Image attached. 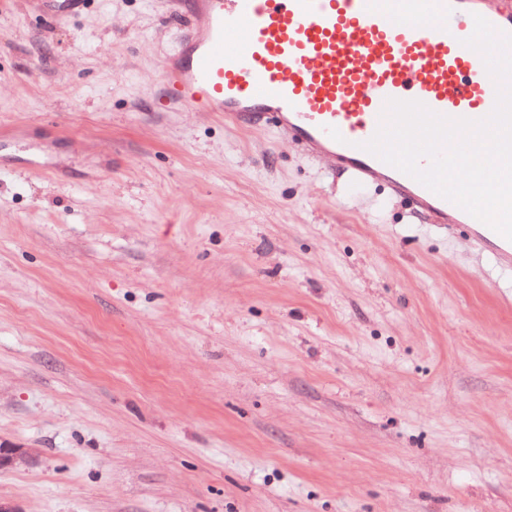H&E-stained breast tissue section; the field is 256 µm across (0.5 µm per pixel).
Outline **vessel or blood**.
<instances>
[{"label":"vessel or blood","mask_w":512,"mask_h":512,"mask_svg":"<svg viewBox=\"0 0 512 512\" xmlns=\"http://www.w3.org/2000/svg\"><path fill=\"white\" fill-rule=\"evenodd\" d=\"M62 19L86 0H42ZM512 34V9L493 0H194L162 71L169 106L261 120L359 183H385L435 223L466 225L473 242L512 269V241L411 176L364 150L386 100L479 120L493 109L494 81L464 39L474 15Z\"/></svg>","instance_id":"b4317fda"}]
</instances>
